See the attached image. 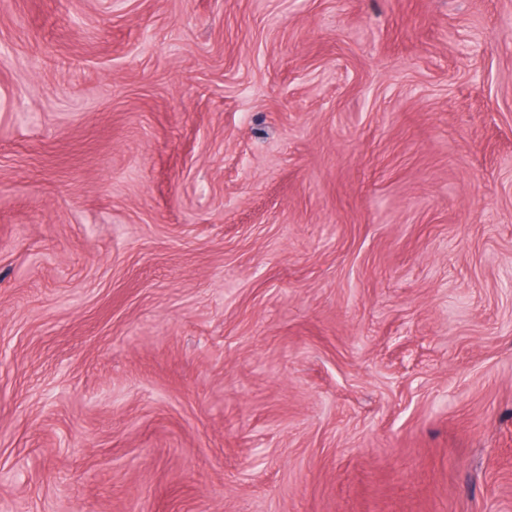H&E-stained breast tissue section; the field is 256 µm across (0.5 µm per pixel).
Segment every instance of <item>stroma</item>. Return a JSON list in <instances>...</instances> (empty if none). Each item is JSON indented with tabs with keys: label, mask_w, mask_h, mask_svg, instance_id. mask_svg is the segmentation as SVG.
<instances>
[{
	"label": "stroma",
	"mask_w": 512,
	"mask_h": 512,
	"mask_svg": "<svg viewBox=\"0 0 512 512\" xmlns=\"http://www.w3.org/2000/svg\"><path fill=\"white\" fill-rule=\"evenodd\" d=\"M512 512V0H0V508Z\"/></svg>",
	"instance_id": "1"
}]
</instances>
